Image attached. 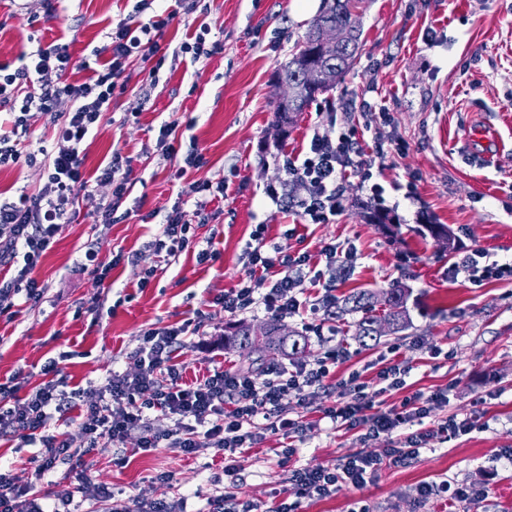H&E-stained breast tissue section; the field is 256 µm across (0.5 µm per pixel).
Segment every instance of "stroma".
<instances>
[{"label": "stroma", "instance_id": "35a3bbf8", "mask_svg": "<svg viewBox=\"0 0 512 512\" xmlns=\"http://www.w3.org/2000/svg\"><path fill=\"white\" fill-rule=\"evenodd\" d=\"M322 7L323 0H200L195 16L178 17L166 37L181 42L198 21L221 41L220 53L195 69L181 63L163 70L147 95L143 62L130 64L126 92L113 101L85 151L90 173L113 150L131 157L133 190L124 204L129 215L118 224L93 223L108 187L79 196L75 216L35 270L47 287L44 302L20 305L13 320H0V381L13 379L28 393L42 382L45 362L55 359L68 386L103 384L110 372L129 367L144 331L183 323L200 311L206 337L241 320L254 328L267 324L264 309L237 318L214 304L247 277V245L262 224L268 243L288 251L314 253L333 243L353 252L350 266L320 265L319 281L301 285L306 308L283 322L296 331L322 325V336L308 338L306 362L320 359L328 343L342 344L350 356L335 369L341 379L392 349L411 368L407 392L448 394L447 406L434 408L425 426L451 414L481 412L470 433L433 441L408 465L382 467L363 487L344 486L329 498L303 502L301 512H349L358 499L371 512H512V280L478 287L450 278L452 252L427 230L444 225L455 242L485 251L488 260L512 261V0H362L355 64L308 104L282 138L277 74ZM131 8L130 0H0V63L17 64L37 42L60 36L73 56L90 54L103 47L112 20ZM377 106L388 109L389 120L374 114ZM132 112L137 120L126 121ZM173 119L190 123L208 160L178 181L169 180L171 163L156 145L159 125ZM347 124L357 128L364 152L379 143L386 149L372 172L385 189L390 228L371 223L354 174L343 183L342 210L326 224H307L298 215L297 203L307 194L302 185L290 186L281 207L265 194L288 178L284 155L305 154L314 132L333 136ZM480 127L490 128L495 142L475 144L472 133ZM218 181L225 187L211 205L216 216L196 225L195 234L211 241L219 260L199 263L194 247L166 262L144 250L157 230L147 215L164 216L198 184ZM89 245L101 264L120 253L137 259L115 266L100 286L92 273L71 272ZM148 269L154 275L139 287ZM394 284L408 290L409 325L365 344L354 334L356 314L336 320L309 310L325 289L339 299L366 289L375 293L381 316ZM435 346L440 356H431ZM179 359L189 383L214 367L240 370L250 363L247 352L212 353L194 343ZM337 398L331 386L303 403L285 397L287 416L308 427L293 441L268 433L237 451L239 499L266 512L284 498L294 469L333 468L354 454L383 455L387 437L362 442L323 418ZM138 440L131 434L128 448L134 451ZM289 443L296 452L286 458L281 450ZM33 453V447L0 440V469L58 498L75 491L83 471L107 483L116 498L182 497L187 512H209L210 498L224 489V459L211 453L191 457L162 447L134 451L118 464L108 449L86 456L83 468L62 463L40 480L30 468ZM162 473L167 481H159ZM442 481L484 495L451 505L419 500L421 485Z\"/></svg>", "mask_w": 512, "mask_h": 512}]
</instances>
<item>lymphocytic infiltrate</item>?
Listing matches in <instances>:
<instances>
[{
  "mask_svg": "<svg viewBox=\"0 0 512 512\" xmlns=\"http://www.w3.org/2000/svg\"><path fill=\"white\" fill-rule=\"evenodd\" d=\"M153 3L135 0L132 12L113 23L105 34L106 57L97 68L74 60L67 45L55 42L24 54L17 69L0 64V112L7 114L11 125L10 131L0 132V167L37 165L43 180L36 193L23 191L0 198V318H13L17 300L33 305L43 300L46 288L33 270L63 225L69 223L79 192L110 187V195L99 202L93 218L98 224L120 222L119 209L131 193L130 159L113 152L110 161L90 174L84 168V144L98 129L113 100L125 93L123 74L129 60L150 63L146 81L154 87L167 59L186 56L196 64L221 48L219 41L210 40L211 30L204 24L179 44L165 41L164 34L179 11H195L197 0H178L177 9L157 12ZM75 70L87 71V78L68 81V73ZM64 99L70 109L57 113L56 107ZM34 110L52 117V147L41 145L33 150L23 139L28 116ZM178 126L175 120L162 122L157 136L158 146L174 161L170 176L175 180L207 162L197 143L183 145ZM284 167L291 180L309 187L308 196L299 204V215L308 224H326L336 215L342 206L340 188L349 173H359L360 187L371 198H383L384 189L373 182L372 163L360 148L358 131L353 127L341 129L333 138L314 133L308 151L294 159L285 158ZM223 191V184L205 183L196 187L191 205L175 202L151 243L155 254L172 257L188 248L194 241L190 233L193 224L209 222L210 200ZM252 239L246 252L249 276L217 298V305L230 315L260 306L277 319L299 315L304 303L298 299L296 288L315 271L317 256L335 262L339 248L324 245L316 256L307 251L286 252L280 246L268 245L260 225ZM448 273L472 283L512 279V262L489 263L482 250L460 249ZM263 284L267 293L257 295L258 286ZM198 333V328L186 323L146 330L141 346L131 357V366L110 373L97 388L67 390L53 360L42 368L44 382L26 396H19L11 383H0V439L18 437L29 444L41 443V450L30 459L39 477L60 463L82 460L101 448L114 449L118 461H125L126 442L134 432L140 435L138 449L142 452L166 446L191 456L210 449L232 454L252 447L265 430L286 437L302 433L306 424L284 414V397L292 392L298 399H306L309 389L323 386L336 363L348 356L347 348L339 346L316 365L293 362L266 374L217 367L189 385L183 380L186 367L177 362L176 353L187 348L188 336ZM408 372V367L386 363L372 378L354 372L339 382L340 397L324 409V417L354 432L362 442L389 436V447L383 456L353 455L333 469H295L288 498L279 501L271 512H300L304 501L330 497L342 485L362 487L382 466L405 465L431 441H447L475 428L476 416L455 414L424 427L433 407L447 406L444 391L415 392L405 395L397 405L376 408L377 397L404 390ZM74 413L80 418L82 434L77 446L50 431L53 420H67ZM158 415L170 420V428H155L153 419ZM33 490L32 484L0 471V512H72L76 500L100 506L101 512H186L181 499L113 500L106 483L86 476L77 487V498L56 500L51 492H44V500L54 502L48 511L33 498Z\"/></svg>",
  "mask_w": 512,
  "mask_h": 512,
  "instance_id": "1",
  "label": "lymphocytic infiltrate"
}]
</instances>
